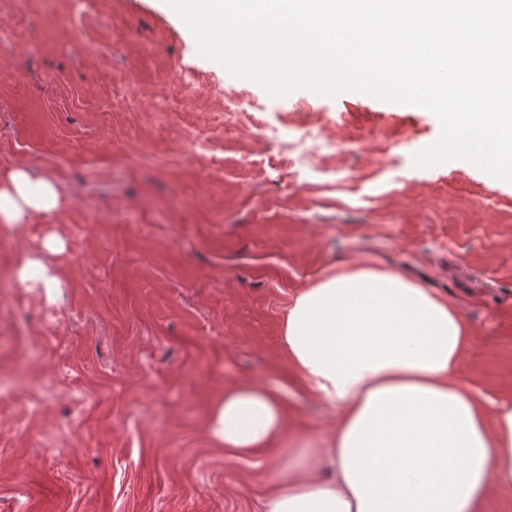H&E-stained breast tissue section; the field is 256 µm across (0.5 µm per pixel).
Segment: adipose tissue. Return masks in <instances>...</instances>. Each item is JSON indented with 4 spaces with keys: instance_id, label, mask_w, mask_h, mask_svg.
Segmentation results:
<instances>
[{
    "instance_id": "obj_1",
    "label": "adipose tissue",
    "mask_w": 512,
    "mask_h": 512,
    "mask_svg": "<svg viewBox=\"0 0 512 512\" xmlns=\"http://www.w3.org/2000/svg\"><path fill=\"white\" fill-rule=\"evenodd\" d=\"M56 184L17 167L0 177V224L59 210ZM473 332L447 296L373 262L329 268L282 321L292 381L225 389L206 421L221 448L281 444L264 512H483L512 490V402L460 377ZM305 391L332 425L316 437L288 421Z\"/></svg>"
}]
</instances>
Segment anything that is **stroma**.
I'll return each instance as SVG.
<instances>
[{"mask_svg":"<svg viewBox=\"0 0 512 512\" xmlns=\"http://www.w3.org/2000/svg\"><path fill=\"white\" fill-rule=\"evenodd\" d=\"M259 122L336 148L300 164ZM440 134L367 94L270 98L164 0H0V175L62 196L0 227V512H260L270 457L216 447L207 415L287 375L283 317L338 263L448 296L475 336L463 378L512 401V184L414 167ZM27 253L58 288L19 286ZM289 420L330 428L301 394Z\"/></svg>","mask_w":512,"mask_h":512,"instance_id":"35a3bbf8","label":"stroma"}]
</instances>
